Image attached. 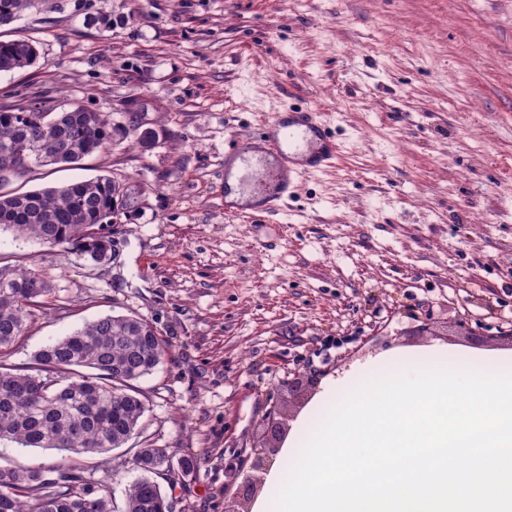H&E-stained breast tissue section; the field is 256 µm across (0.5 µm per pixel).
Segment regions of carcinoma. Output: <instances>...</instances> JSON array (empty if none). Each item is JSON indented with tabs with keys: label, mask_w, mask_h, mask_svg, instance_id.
Segmentation results:
<instances>
[{
	"label": "carcinoma",
	"mask_w": 512,
	"mask_h": 512,
	"mask_svg": "<svg viewBox=\"0 0 512 512\" xmlns=\"http://www.w3.org/2000/svg\"><path fill=\"white\" fill-rule=\"evenodd\" d=\"M39 5L40 0H0V27ZM38 57L28 39L0 41V73L31 67ZM156 139L142 116L117 125L112 114L81 104L61 112L37 101L0 107V186L33 166H75L128 140L147 148ZM144 194L135 175H99L21 194L0 191V233L70 245L98 263L112 254V228L141 212ZM51 291L35 263L0 266V359L25 335L35 310L50 308ZM166 355L150 322L106 314L40 349L31 373L0 366V440L67 452L46 467L0 468V512H171L170 498L155 480L172 469L166 449H135L132 461L140 477L128 486L120 511L111 484L124 462L96 481L87 479L82 466L139 434L146 406L135 382Z\"/></svg>",
	"instance_id": "cac0c4a2"
}]
</instances>
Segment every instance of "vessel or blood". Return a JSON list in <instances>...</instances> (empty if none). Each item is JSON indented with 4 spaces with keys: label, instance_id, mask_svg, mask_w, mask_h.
<instances>
[{
    "label": "vessel or blood",
    "instance_id": "b4317fda",
    "mask_svg": "<svg viewBox=\"0 0 512 512\" xmlns=\"http://www.w3.org/2000/svg\"><path fill=\"white\" fill-rule=\"evenodd\" d=\"M269 134L264 164L257 175L269 185L267 213L279 211L281 201L291 197L307 174L333 166L340 145L330 123L316 110L280 109L264 123Z\"/></svg>",
    "mask_w": 512,
    "mask_h": 512
}]
</instances>
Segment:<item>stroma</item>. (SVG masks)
I'll use <instances>...</instances> for the list:
<instances>
[{
  "label": "stroma",
  "instance_id": "stroma-1",
  "mask_svg": "<svg viewBox=\"0 0 512 512\" xmlns=\"http://www.w3.org/2000/svg\"><path fill=\"white\" fill-rule=\"evenodd\" d=\"M0 38L39 50L0 74V106L138 112L159 135L9 182L137 174L145 195L113 262L0 234V262L36 263L55 303L0 364L105 314L148 320L168 354L136 383L128 448L195 458L174 512H225L252 472L226 462L357 365L512 353V0H42ZM288 106L325 115L338 163L277 215L225 214V149Z\"/></svg>",
  "mask_w": 512,
  "mask_h": 512
}]
</instances>
